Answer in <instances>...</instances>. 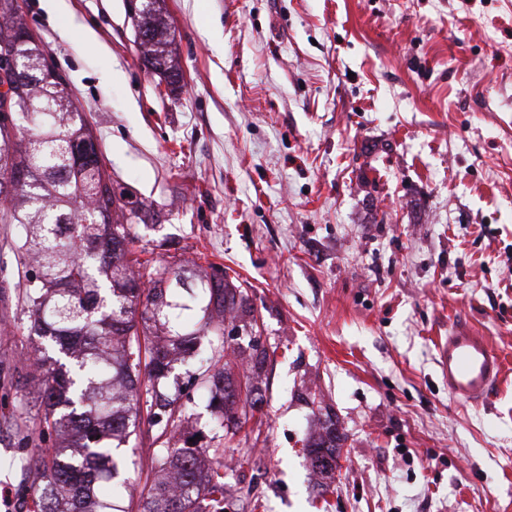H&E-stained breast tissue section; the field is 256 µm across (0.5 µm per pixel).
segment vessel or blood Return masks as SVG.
Segmentation results:
<instances>
[{
  "label": "vessel or blood",
  "instance_id": "b4317fda",
  "mask_svg": "<svg viewBox=\"0 0 512 512\" xmlns=\"http://www.w3.org/2000/svg\"><path fill=\"white\" fill-rule=\"evenodd\" d=\"M436 365L448 380V392L467 402L484 400L502 370V359L486 337L457 325L436 345Z\"/></svg>",
  "mask_w": 512,
  "mask_h": 512
}]
</instances>
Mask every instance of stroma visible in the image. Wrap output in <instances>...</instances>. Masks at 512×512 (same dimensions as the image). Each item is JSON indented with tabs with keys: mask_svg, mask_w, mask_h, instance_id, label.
Wrapping results in <instances>:
<instances>
[{
	"mask_svg": "<svg viewBox=\"0 0 512 512\" xmlns=\"http://www.w3.org/2000/svg\"><path fill=\"white\" fill-rule=\"evenodd\" d=\"M183 76L139 59L127 0H22L154 257L236 274L229 335L176 363V435L223 453L231 512H512V0H165ZM0 322L26 323L0 223ZM504 364L453 398L457 323ZM32 341L0 334V512H24ZM265 359L252 373L257 352ZM250 397L220 419L206 378ZM223 429H215L216 421ZM335 428L321 493L308 447ZM167 440L124 453L138 512Z\"/></svg>",
	"mask_w": 512,
	"mask_h": 512,
	"instance_id": "35a3bbf8",
	"label": "stroma"
}]
</instances>
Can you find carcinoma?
Segmentation results:
<instances>
[{
	"label": "carcinoma",
	"instance_id": "cac0c4a2",
	"mask_svg": "<svg viewBox=\"0 0 512 512\" xmlns=\"http://www.w3.org/2000/svg\"><path fill=\"white\" fill-rule=\"evenodd\" d=\"M12 2L0 0V42L27 33ZM138 9L136 25L152 31L144 61L168 84H179L161 0H140ZM18 53L27 79L11 88L12 98H32L42 111L0 114V223L17 225V249L32 263L19 292L29 322L3 331L48 338L60 354L54 359L38 346L29 358L31 393L42 408L34 432L41 441L55 437V444L32 459L27 512H123L116 502L129 464L119 449L144 418L164 434L173 426L177 398L159 392L173 355L224 336L238 286L225 274L195 281L199 316L181 322L184 307L167 297L187 286L183 261L134 257L141 208L119 206L69 84L41 68V45L30 36ZM207 382L211 399L233 412L241 384L222 367ZM339 441L331 432L308 448L323 479ZM142 512H224L223 465H213L201 448L166 449Z\"/></svg>",
	"mask_w": 512,
	"mask_h": 512
}]
</instances>
